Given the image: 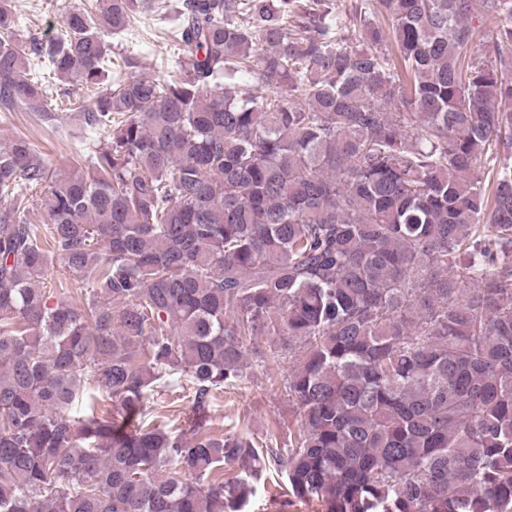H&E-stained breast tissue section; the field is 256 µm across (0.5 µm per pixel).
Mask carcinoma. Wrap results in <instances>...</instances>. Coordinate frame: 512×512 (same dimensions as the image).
I'll return each mask as SVG.
<instances>
[{"instance_id": "1", "label": "carcinoma", "mask_w": 512, "mask_h": 512, "mask_svg": "<svg viewBox=\"0 0 512 512\" xmlns=\"http://www.w3.org/2000/svg\"><path fill=\"white\" fill-rule=\"evenodd\" d=\"M134 2L24 45L0 0V109L106 133L0 144V512H247L268 465L322 512H512V0L493 60L474 0H182L174 77L50 96L113 78ZM252 357L292 364L286 448L208 424ZM176 380L193 428L116 420ZM475 12L473 14V23L475 25L481 24V34L477 38L476 42L471 48V54L475 57H481L482 60H486L490 57L494 59V39L495 31L502 24L508 23L504 18H486L482 12V8L478 0H476ZM480 19V23L477 20ZM502 19V20H501ZM54 107L59 112L58 133H54L30 112H0V143L25 133L42 150L53 167L57 164L65 167L89 137L102 138V135L95 134L86 126L83 112L71 110L66 104ZM47 277L51 283L57 282L58 284V282H63L65 287L69 289V291H66L67 295L77 296V288L83 285L81 279L59 259L50 266Z\"/></svg>"}]
</instances>
